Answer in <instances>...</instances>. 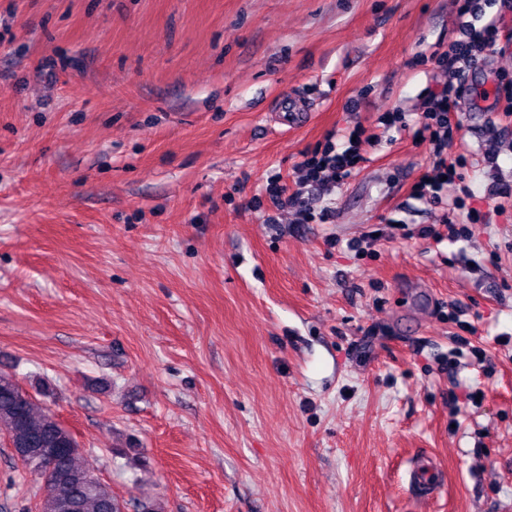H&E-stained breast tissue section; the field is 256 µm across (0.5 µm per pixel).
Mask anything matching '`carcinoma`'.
I'll return each mask as SVG.
<instances>
[{"label":"carcinoma","instance_id":"1","mask_svg":"<svg viewBox=\"0 0 512 512\" xmlns=\"http://www.w3.org/2000/svg\"><path fill=\"white\" fill-rule=\"evenodd\" d=\"M0 435L16 445L24 440H36L41 448H53L58 442V429L54 413L29 397L24 404L22 415L16 416L10 392L0 391ZM61 468L62 480H49L46 474L34 467L28 468L43 484H50L57 496L68 500L72 512H122L123 506L116 500L110 487L94 479L92 470L81 461L79 446L69 447Z\"/></svg>","mask_w":512,"mask_h":512}]
</instances>
